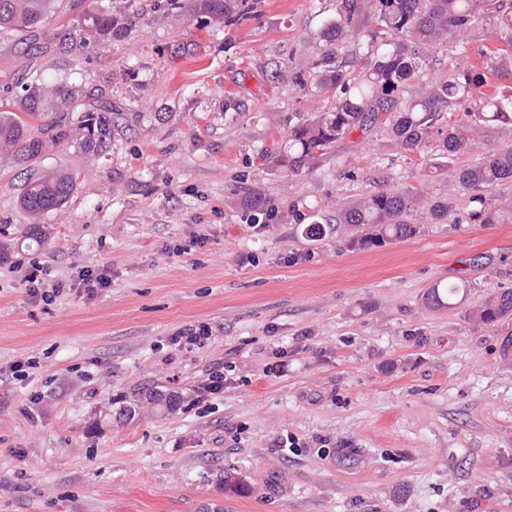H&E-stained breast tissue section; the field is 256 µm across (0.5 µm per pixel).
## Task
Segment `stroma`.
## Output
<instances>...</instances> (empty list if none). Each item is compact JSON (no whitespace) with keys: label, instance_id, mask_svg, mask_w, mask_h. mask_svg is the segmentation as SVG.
Returning <instances> with one entry per match:
<instances>
[{"label":"stroma","instance_id":"35a3bbf8","mask_svg":"<svg viewBox=\"0 0 512 512\" xmlns=\"http://www.w3.org/2000/svg\"><path fill=\"white\" fill-rule=\"evenodd\" d=\"M108 2L57 0L34 59L0 31L1 82L38 68L123 115L108 151L34 163L78 175L44 240L18 205L27 173L0 159V512H512V319L473 314L512 289V223H466L438 133L420 156L357 130L298 176L269 158L327 103L310 67L336 0H257L230 28L117 0L141 15L130 35L58 49L53 32ZM386 185L451 197L458 223L421 208L408 239L308 240ZM83 267L107 287H75ZM36 268L72 290L33 301ZM463 281L455 308L428 306ZM202 323L204 344L170 343ZM216 372L223 392L197 398ZM470 285L463 282L450 287L435 285L429 288L426 295L427 303L432 308H453L458 301H461L470 292ZM458 297H460L458 299ZM458 299V300H457Z\"/></svg>","mask_w":512,"mask_h":512}]
</instances>
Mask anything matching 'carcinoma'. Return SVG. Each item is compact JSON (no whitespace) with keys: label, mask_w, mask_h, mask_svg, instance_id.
<instances>
[{"label":"carcinoma","mask_w":512,"mask_h":512,"mask_svg":"<svg viewBox=\"0 0 512 512\" xmlns=\"http://www.w3.org/2000/svg\"><path fill=\"white\" fill-rule=\"evenodd\" d=\"M54 0H0V29H36L53 10ZM256 0H188L192 14H206L234 24L246 17ZM488 20L491 42L473 53L465 34L478 20ZM136 11L117 15L98 7L55 34L60 45L107 44L138 23ZM322 46L312 66L319 92L335 90L324 109L310 113L288 129V151L274 157L276 166L294 175L311 170L319 155L356 130L385 127L411 153L427 148L431 128L445 113L464 110L465 120L448 122L442 152L455 156L467 147L468 130L512 128V93L501 81L512 78V0H336V14L319 32ZM450 45L456 66L448 77L410 84L430 47ZM23 94L0 100V153L25 165L60 144L103 152L112 142V110L93 114L75 111V91L66 82L47 83L31 76L20 83ZM57 109L51 114L50 108ZM448 177L469 195L471 224H504L512 207L497 206L491 188L512 178V148L487 156L475 165L448 170ZM76 185L69 172L26 179L20 207L39 219L66 204ZM424 205L432 223L451 219L446 200L423 202L411 191L386 187L341 209L336 223L370 226L378 239H407L416 228L410 211ZM470 292L463 282L428 290L432 308H452ZM476 314L488 325L512 317V289L483 302Z\"/></svg>","instance_id":"carcinoma-1"}]
</instances>
